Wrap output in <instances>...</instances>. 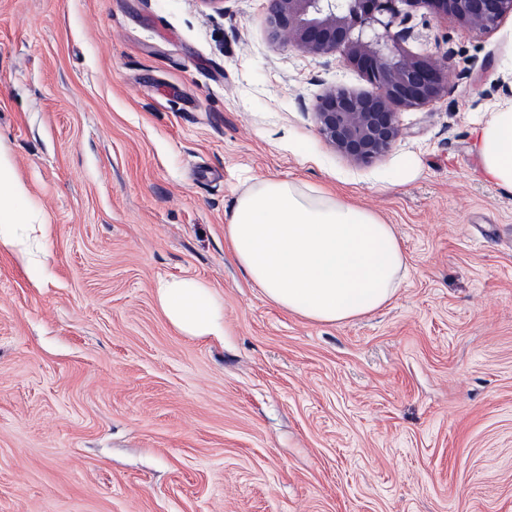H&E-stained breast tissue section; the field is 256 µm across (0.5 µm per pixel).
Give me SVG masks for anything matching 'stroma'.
Returning <instances> with one entry per match:
<instances>
[{"mask_svg": "<svg viewBox=\"0 0 512 512\" xmlns=\"http://www.w3.org/2000/svg\"><path fill=\"white\" fill-rule=\"evenodd\" d=\"M268 0H0V154L42 262L0 252V512H512V190L475 149L512 101V15L413 11L444 96L355 164L320 136L337 54L273 42ZM279 178L394 225L407 272L340 325L287 313L224 240ZM191 277L226 335H181ZM155 297L169 323L191 338L224 336L222 306L203 281L195 278L161 279Z\"/></svg>", "mask_w": 512, "mask_h": 512, "instance_id": "stroma-1", "label": "stroma"}]
</instances>
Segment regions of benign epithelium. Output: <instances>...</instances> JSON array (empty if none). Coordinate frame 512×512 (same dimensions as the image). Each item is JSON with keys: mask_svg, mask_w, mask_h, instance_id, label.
I'll return each instance as SVG.
<instances>
[{"mask_svg": "<svg viewBox=\"0 0 512 512\" xmlns=\"http://www.w3.org/2000/svg\"><path fill=\"white\" fill-rule=\"evenodd\" d=\"M426 4L455 17L475 34L492 31L512 0H269L271 38L310 54H339L371 89L337 86L317 102L321 135L353 163H369L403 134L399 114L421 109L446 92L450 58L406 53V31L391 32L407 8Z\"/></svg>", "mask_w": 512, "mask_h": 512, "instance_id": "1", "label": "benign epithelium"}]
</instances>
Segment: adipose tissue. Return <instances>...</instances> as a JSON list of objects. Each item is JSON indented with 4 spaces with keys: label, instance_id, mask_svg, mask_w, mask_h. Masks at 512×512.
<instances>
[{
    "label": "adipose tissue",
    "instance_id": "1",
    "mask_svg": "<svg viewBox=\"0 0 512 512\" xmlns=\"http://www.w3.org/2000/svg\"><path fill=\"white\" fill-rule=\"evenodd\" d=\"M485 175L512 189V104L492 112L478 131ZM27 189L0 157V248L27 257L7 233L20 223ZM224 236L254 287L280 309L338 325L393 299L406 258L393 225L374 213L286 179L262 178L237 199ZM155 297L169 323L191 338L225 333L222 306L203 281L160 280Z\"/></svg>",
    "mask_w": 512,
    "mask_h": 512
}]
</instances>
